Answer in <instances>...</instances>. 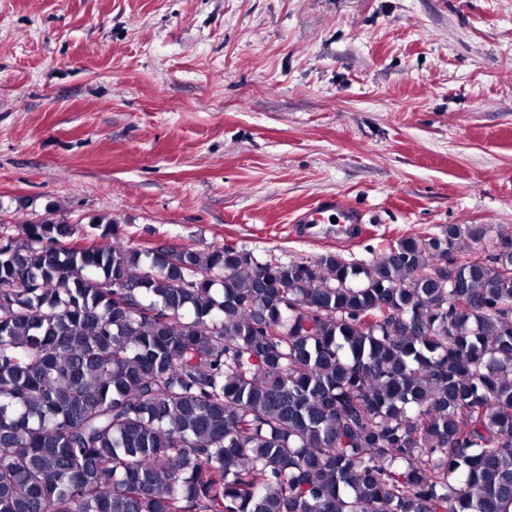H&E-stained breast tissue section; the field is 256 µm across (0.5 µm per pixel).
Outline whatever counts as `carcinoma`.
Here are the masks:
<instances>
[{"instance_id":"obj_1","label":"carcinoma","mask_w":512,"mask_h":512,"mask_svg":"<svg viewBox=\"0 0 512 512\" xmlns=\"http://www.w3.org/2000/svg\"><path fill=\"white\" fill-rule=\"evenodd\" d=\"M72 235L0 245V512H509L512 238L358 263Z\"/></svg>"}]
</instances>
